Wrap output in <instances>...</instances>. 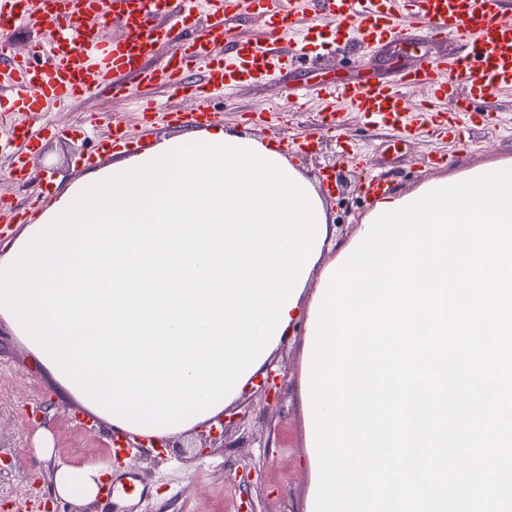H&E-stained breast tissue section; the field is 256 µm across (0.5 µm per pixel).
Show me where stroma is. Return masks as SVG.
Returning a JSON list of instances; mask_svg holds the SVG:
<instances>
[{
	"label": "stroma",
	"instance_id": "obj_1",
	"mask_svg": "<svg viewBox=\"0 0 512 512\" xmlns=\"http://www.w3.org/2000/svg\"><path fill=\"white\" fill-rule=\"evenodd\" d=\"M453 50L451 43L433 42L417 33L370 52L331 43L319 47L314 60L288 61L274 81L241 87L213 98L210 106L216 124L266 143L277 136L312 135L313 151L291 149L287 156L313 182H321L329 171L343 174L346 186L325 196L330 236L324 258L329 261L353 238L375 206L358 187L362 169L382 174L389 179L392 192L404 193L432 178L511 159L512 91L489 99L488 109L498 112L501 122L494 130L479 127L473 131V138L482 143L478 149L468 148L461 135L439 140L402 139L391 130L370 127L356 113L344 111L338 115L349 145L344 152L318 121L321 105L317 96H310L306 112L289 117L281 128L250 122L248 109L284 111L303 86L332 77L352 82L371 76L387 78L395 68L412 66L421 56H445ZM141 98L164 108L179 103L163 88L144 85L132 88L127 97L91 93L69 110L39 113L36 122L42 133L36 150L27 156L26 180L18 182L9 175L13 145L0 147V198L27 206V220H35L40 211L30 208V201L44 188L59 191L80 177L86 169L84 156L92 153L114 127L128 128L135 152L180 133L177 125L144 123L136 106ZM64 126L74 128L71 140L56 136V129ZM439 154L445 155L446 164H434L433 158ZM304 342L305 323L300 320L268 362L269 370L288 371L277 399L269 404L253 392L234 400L232 406L239 419L225 427L223 447L200 457L176 449L162 456L153 451L120 464L113 458L111 428L103 422L91 429L76 425L73 417L81 413V406L65 394L0 319V453L15 461L12 469L0 473V512H22L25 500L50 494L51 477L60 460L76 467L93 464L116 476H136L134 490L115 501L121 507L131 506L132 512H242L246 501L253 512H307L315 487V462L307 446L300 402ZM46 399L53 405L43 424H29L22 415L23 406ZM44 436L51 447L47 455L36 450Z\"/></svg>",
	"mask_w": 512,
	"mask_h": 512
}]
</instances>
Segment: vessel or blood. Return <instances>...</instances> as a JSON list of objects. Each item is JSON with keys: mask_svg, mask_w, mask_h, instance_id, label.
I'll use <instances>...</instances> for the list:
<instances>
[{"mask_svg": "<svg viewBox=\"0 0 512 512\" xmlns=\"http://www.w3.org/2000/svg\"><path fill=\"white\" fill-rule=\"evenodd\" d=\"M302 1L329 16L330 36L336 41L367 49L416 18L429 39L461 48L448 60L422 58L414 68L400 71L393 83L372 78L354 85L324 84L322 125L338 130V101L370 124L403 137L422 129L445 135L480 122L497 124V115L481 104L496 91L512 89V17L504 14L503 0H251L270 19L268 42L263 47L238 42L225 62L214 59L211 46L229 40L227 23L238 15L242 0H111L127 36L110 45L99 37L101 0H0V27L34 19L55 30L49 46L35 48V65L7 55L0 43V66L8 72L0 102L8 111L26 114L44 111L49 104L65 109L91 90L122 94L113 78L128 73L143 83H163L172 96L186 100V108L167 110V122L199 124L211 115V95L272 76L284 28L296 31L291 56L310 55L313 41L296 29ZM178 42L183 45L180 55L162 56L164 45ZM201 63L206 66L203 82L190 85L185 74ZM416 87L426 89L427 97L413 105L407 93ZM442 99L456 102L447 122L438 119Z\"/></svg>", "mask_w": 512, "mask_h": 512, "instance_id": "obj_1", "label": "vessel or blood"}]
</instances>
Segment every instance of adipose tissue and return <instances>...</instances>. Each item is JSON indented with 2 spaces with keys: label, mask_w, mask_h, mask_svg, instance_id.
<instances>
[{
  "label": "adipose tissue",
  "mask_w": 512,
  "mask_h": 512,
  "mask_svg": "<svg viewBox=\"0 0 512 512\" xmlns=\"http://www.w3.org/2000/svg\"><path fill=\"white\" fill-rule=\"evenodd\" d=\"M319 187L281 151L190 128L56 193L0 251V318L112 430L169 438L262 374L326 270ZM97 466L58 464L88 503Z\"/></svg>",
  "instance_id": "1"
}]
</instances>
